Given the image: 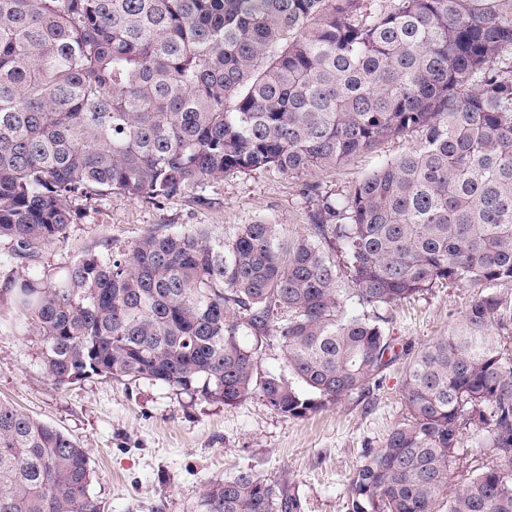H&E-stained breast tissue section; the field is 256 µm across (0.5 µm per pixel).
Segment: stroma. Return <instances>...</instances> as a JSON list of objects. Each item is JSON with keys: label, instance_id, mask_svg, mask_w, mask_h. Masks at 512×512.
Segmentation results:
<instances>
[{"label": "stroma", "instance_id": "35a3bbf8", "mask_svg": "<svg viewBox=\"0 0 512 512\" xmlns=\"http://www.w3.org/2000/svg\"><path fill=\"white\" fill-rule=\"evenodd\" d=\"M418 139L414 132L385 139L302 178L230 173L211 181L199 201L151 205L107 197L79 210L66 239L46 246L39 265L52 269L87 252L103 254L110 243L129 245L158 228L205 226L220 236L233 225L263 220L305 235L311 205L302 195L304 183L340 192ZM477 294L471 286H442L404 301L388 311L390 333L422 347L447 334ZM405 368V359H398L376 386L293 419L255 396L228 406L142 380L90 376L61 388L41 368L39 337L0 331V400L85 448L93 469L90 492L104 512H198L206 485L240 470L295 495L300 512H348V479L403 416Z\"/></svg>", "mask_w": 512, "mask_h": 512}]
</instances>
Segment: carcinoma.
<instances>
[{
  "label": "carcinoma",
  "instance_id": "cac0c4a2",
  "mask_svg": "<svg viewBox=\"0 0 512 512\" xmlns=\"http://www.w3.org/2000/svg\"><path fill=\"white\" fill-rule=\"evenodd\" d=\"M0 0V328L44 374L147 380L291 418L370 389L402 355L406 415L347 484L348 512H434L470 434L492 464L448 512H512V0ZM420 141L280 224L150 232L17 275L76 201L159 204L227 172L301 177ZM483 292L446 336L396 347L381 311ZM355 297L367 308L348 315ZM280 347L288 374L263 372ZM62 431L0 401V512H101ZM199 512H300L240 471Z\"/></svg>",
  "mask_w": 512,
  "mask_h": 512
}]
</instances>
